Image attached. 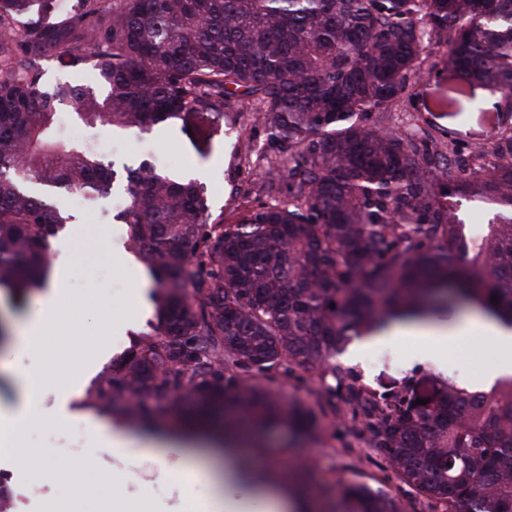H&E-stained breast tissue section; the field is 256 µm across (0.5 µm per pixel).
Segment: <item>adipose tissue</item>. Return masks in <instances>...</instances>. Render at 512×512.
I'll return each mask as SVG.
<instances>
[{
  "instance_id": "1",
  "label": "adipose tissue",
  "mask_w": 512,
  "mask_h": 512,
  "mask_svg": "<svg viewBox=\"0 0 512 512\" xmlns=\"http://www.w3.org/2000/svg\"><path fill=\"white\" fill-rule=\"evenodd\" d=\"M62 283L54 281L41 295L40 310L28 320L24 333L18 342L19 349L27 354L39 355L40 338L62 300ZM477 337L492 343L499 351V361L485 373V385H492L502 377L512 375V328L501 322L474 312L458 321L435 325L427 322L408 321L393 325L380 334L379 340L390 343L404 337H411L424 345L437 346L444 342ZM81 377L62 376L46 378L38 365H31L27 374L20 380L18 401L15 405L0 408V441L9 445L7 451L0 453V467H13L20 458L21 449L12 447L20 426L30 421L37 413L45 393H53L57 398V409L61 416H72L71 404L81 386ZM88 425L96 438L103 443L117 446H134L136 453L158 463L161 467H174L185 476L205 477L210 486L208 501L198 503L196 512H252L260 508L261 512H307L314 502L299 484H283L269 469L258 467L247 459L238 441L233 435H225L223 444L224 465L202 473L191 463L193 457L189 448L183 447L177 440L166 441L157 446L151 437L131 440L122 432H108L95 418H88Z\"/></svg>"
}]
</instances>
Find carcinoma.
I'll return each mask as SVG.
<instances>
[{
	"label": "carcinoma",
	"mask_w": 512,
	"mask_h": 512,
	"mask_svg": "<svg viewBox=\"0 0 512 512\" xmlns=\"http://www.w3.org/2000/svg\"><path fill=\"white\" fill-rule=\"evenodd\" d=\"M64 54L91 63L95 86L47 84L42 61ZM441 64L502 94L506 119L486 142L393 126ZM64 100L87 127L143 133L250 106L282 164L262 186L272 202L226 224L198 179L145 160L119 170L69 145L55 120ZM101 189L126 198L112 220L159 317L102 373L101 407L134 420L186 396L216 432L256 435L307 436L319 415L349 413L414 491L413 512H512V376L488 391L448 380L417 405L414 385L378 395L333 363L431 300L512 327V0H0V288L44 285L51 240L74 219L56 191ZM472 206L490 212L477 245L462 218ZM294 365L335 381L314 408L263 384ZM343 501L406 512L362 483Z\"/></svg>",
	"instance_id": "obj_1"
}]
</instances>
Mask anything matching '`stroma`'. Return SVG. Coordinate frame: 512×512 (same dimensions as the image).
<instances>
[{"label": "stroma", "mask_w": 512, "mask_h": 512, "mask_svg": "<svg viewBox=\"0 0 512 512\" xmlns=\"http://www.w3.org/2000/svg\"><path fill=\"white\" fill-rule=\"evenodd\" d=\"M413 102L400 107L397 123L406 126L428 122L452 132L464 145L484 141L499 123L495 104L500 93L476 87L470 94L479 101L477 110L456 115L458 83L447 71L425 77L415 86ZM203 127L211 135L209 151L199 154L189 128ZM114 150L116 164L133 165L151 155L161 154L172 171L200 178L207 192L212 214L223 215L233 223L264 203L258 187L268 168L244 165L239 157L246 148L262 154L268 132L249 109H240L235 119L194 114L163 124L154 133L127 130ZM56 200L83 221L73 233L71 258L58 314L44 340L43 370L47 375L79 372L83 363L104 350L96 366L97 374L85 384L79 406L96 416L108 430L133 434L140 425L180 435L189 423L175 411V404H151L139 422H121L91 398L99 383L98 375L119 365L135 340L154 332L157 326L156 302L141 299L140 286L149 285L148 273L126 241L125 227L113 223L110 205L102 199L73 204L66 191ZM40 292L23 295L0 291V324L8 335L0 340V403L15 401L16 380L30 360L17 350L15 339L23 324L40 309ZM377 361L360 357L347 362L337 356V364H351L362 383L376 393H384L406 382L424 385L444 380L468 387L498 356L495 346L483 341H463L423 351L411 340L379 347ZM319 380L314 371L294 368L290 373L273 375L268 387L289 398L313 403V390ZM18 438L25 450V469L0 470V484L9 498L10 512H190L193 503L205 500L210 488L205 481H173L160 477L156 464L126 448H105L94 442L84 420L59 418L54 396H46L33 423L20 427ZM261 460L267 467L282 469L295 459L308 465L312 491L319 505L313 512H339L342 485L365 483L395 495L411 505L414 494L400 483L380 456L365 448L350 421L325 416L313 436L294 438L288 430L269 432L259 443ZM56 462L76 468L77 485L41 477L43 464Z\"/></svg>", "instance_id": "stroma-1"}]
</instances>
